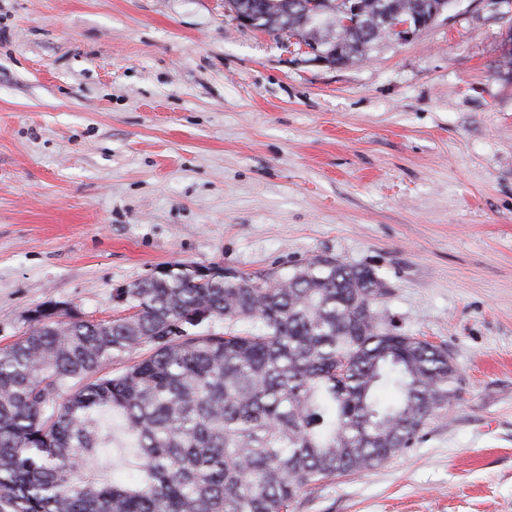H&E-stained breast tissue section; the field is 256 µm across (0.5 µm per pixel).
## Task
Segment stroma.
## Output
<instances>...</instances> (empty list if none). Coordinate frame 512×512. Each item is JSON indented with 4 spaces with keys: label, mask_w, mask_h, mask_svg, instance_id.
<instances>
[{
    "label": "stroma",
    "mask_w": 512,
    "mask_h": 512,
    "mask_svg": "<svg viewBox=\"0 0 512 512\" xmlns=\"http://www.w3.org/2000/svg\"><path fill=\"white\" fill-rule=\"evenodd\" d=\"M504 0L313 62L224 0H0V348L35 309L128 315L184 263L371 268L460 397L389 463L291 512H512V82Z\"/></svg>",
    "instance_id": "stroma-1"
}]
</instances>
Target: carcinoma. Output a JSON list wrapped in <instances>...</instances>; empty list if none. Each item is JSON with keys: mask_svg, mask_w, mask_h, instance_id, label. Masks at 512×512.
<instances>
[{"mask_svg": "<svg viewBox=\"0 0 512 512\" xmlns=\"http://www.w3.org/2000/svg\"><path fill=\"white\" fill-rule=\"evenodd\" d=\"M305 2L224 9L342 66L390 38L387 17L450 0ZM385 294L372 269L323 256L280 278L177 263L121 289L132 313L110 321L36 309L0 348V512H289L389 462L459 379L446 347L386 325Z\"/></svg>", "mask_w": 512, "mask_h": 512, "instance_id": "carcinoma-1", "label": "carcinoma"}]
</instances>
